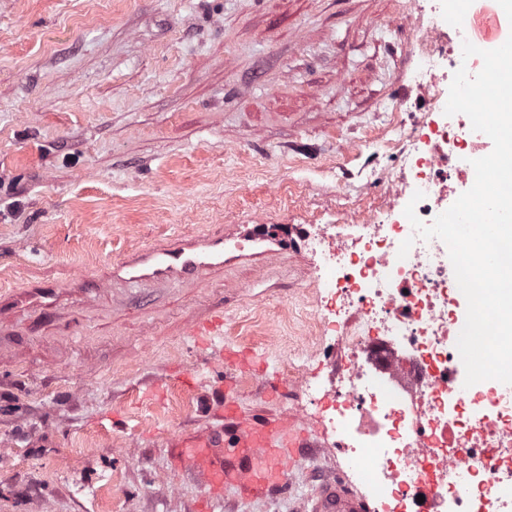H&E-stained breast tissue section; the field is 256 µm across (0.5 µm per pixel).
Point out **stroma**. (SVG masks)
I'll list each match as a JSON object with an SVG mask.
<instances>
[{
    "label": "stroma",
    "instance_id": "stroma-1",
    "mask_svg": "<svg viewBox=\"0 0 512 512\" xmlns=\"http://www.w3.org/2000/svg\"><path fill=\"white\" fill-rule=\"evenodd\" d=\"M404 2L0 0V291L63 290L0 320V512H195L170 448L221 424L199 408L214 350L186 334L216 308L251 364L245 417L287 419L308 448L294 492L211 512H308L349 472L281 367L335 370L305 238L383 206L378 176L403 164L387 143L426 120ZM256 224L264 243L194 282L106 281L136 251ZM78 274L105 285L84 295Z\"/></svg>",
    "mask_w": 512,
    "mask_h": 512
}]
</instances>
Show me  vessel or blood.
Wrapping results in <instances>:
<instances>
[{
    "mask_svg": "<svg viewBox=\"0 0 512 512\" xmlns=\"http://www.w3.org/2000/svg\"><path fill=\"white\" fill-rule=\"evenodd\" d=\"M500 0H485L475 19L478 43L495 45L505 34L507 18ZM224 266V239L220 236H184L175 242L142 250L113 266V280L132 285L191 282L209 269ZM60 299L57 284L36 282L24 291L0 294V314L6 307L23 304L38 310L55 308ZM223 315L211 313L188 328L197 338L217 336ZM237 379L224 377L223 402H206L205 410L219 409L225 429L186 438L174 449L177 464H191L204 494L218 498L230 489L243 495H259L283 490L286 479L302 459L303 450L295 425L282 418H269L250 424L239 412L230 395ZM311 512H370L367 501L351 491L338 478L327 479Z\"/></svg>",
    "mask_w": 512,
    "mask_h": 512,
    "instance_id": "1",
    "label": "vessel or blood"
}]
</instances>
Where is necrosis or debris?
Masks as SVG:
<instances>
[{"mask_svg":"<svg viewBox=\"0 0 512 512\" xmlns=\"http://www.w3.org/2000/svg\"><path fill=\"white\" fill-rule=\"evenodd\" d=\"M472 38L465 18L450 33L434 20L414 26L430 111H444L449 73L481 70L480 57L459 55ZM394 147L408 173L384 176L387 207L354 224L349 244L331 246L324 227L310 239L328 275L316 325L343 345L344 362L324 380L289 364L288 383L331 396L326 431L355 463L375 512H512V384L459 388L452 372L462 364L460 289L448 248L436 238L413 239L395 205L423 192L415 212L432 223L459 187L474 183L471 161L481 144L469 118L457 114L435 124L423 145L408 135ZM408 238L414 244L399 258Z\"/></svg>","mask_w":512,"mask_h":512,"instance_id":"necrosis-or-debris-1","label":"necrosis or debris"}]
</instances>
